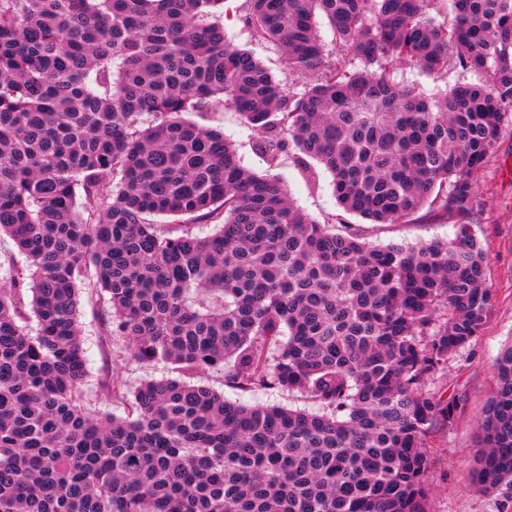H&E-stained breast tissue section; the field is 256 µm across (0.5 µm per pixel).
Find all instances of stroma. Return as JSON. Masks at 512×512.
<instances>
[{
	"instance_id": "35a3bbf8",
	"label": "stroma",
	"mask_w": 512,
	"mask_h": 512,
	"mask_svg": "<svg viewBox=\"0 0 512 512\" xmlns=\"http://www.w3.org/2000/svg\"><path fill=\"white\" fill-rule=\"evenodd\" d=\"M237 0H226L224 29L236 46L253 51L275 76L285 72L284 54L272 44L252 42L247 28L235 13ZM200 124L223 130L237 146L240 159L248 168L263 171L265 163L253 148L254 133L238 112L223 111L199 118ZM282 174L292 202L309 216L323 222L339 214L329 173H321L318 182L308 181L292 161H285ZM482 214L473 230L487 256L486 281L495 294V303L482 334L470 346L449 358L433 384L445 398L464 397L465 407L452 425L437 426L429 439L432 460V495L429 512H499L503 495L491 496L478 491L471 482V465L476 449V426L495 386V364L501 350L512 344V125L506 127L496 154L480 178ZM356 232L376 245L392 243L414 245L431 240L453 241V219L434 221L425 217L399 224H370L352 217ZM79 321L85 351L87 380L96 384L104 369H113L127 385L172 376L171 367L140 365L127 361L121 344L104 349L100 321L109 311L106 299L89 286H82ZM200 383L222 392L226 399L246 404L281 405L318 411V404L300 394L278 390L241 393L227 385L220 373L201 375Z\"/></svg>"
}]
</instances>
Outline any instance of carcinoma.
Listing matches in <instances>:
<instances>
[{
  "label": "carcinoma",
  "mask_w": 512,
  "mask_h": 512,
  "mask_svg": "<svg viewBox=\"0 0 512 512\" xmlns=\"http://www.w3.org/2000/svg\"><path fill=\"white\" fill-rule=\"evenodd\" d=\"M223 3L0 0V236L23 256L0 288V512H429V437L463 408L430 385L495 301L471 226L512 122V0H242L295 88L226 39ZM406 66L480 81L429 95ZM226 104L265 171L185 119ZM287 156L330 173L346 214L425 209L458 238L376 246L321 224L291 202ZM86 281L129 360L322 412L179 378L88 392ZM478 437L475 485L512 488V345ZM194 383H203L213 387L218 392L224 393V397L229 400L241 401L246 404H263V405H281L290 408L305 409L310 412H318L319 405L298 393H288L278 390L258 391L254 393L241 392L224 384L222 375L217 372H210L209 374L199 375L197 377L188 379Z\"/></svg>",
  "instance_id": "obj_1"
}]
</instances>
